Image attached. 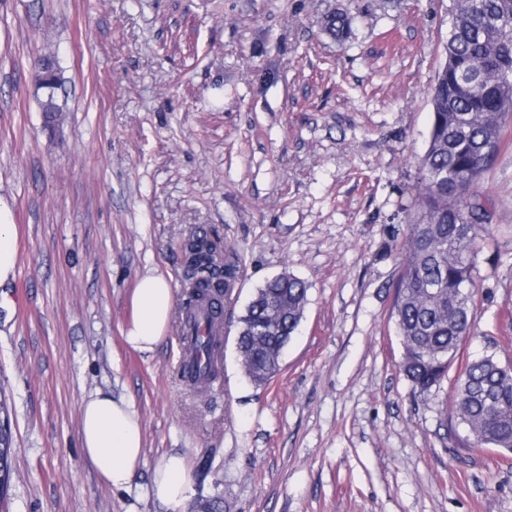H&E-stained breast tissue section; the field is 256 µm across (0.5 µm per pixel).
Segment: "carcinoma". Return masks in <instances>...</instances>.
Wrapping results in <instances>:
<instances>
[{"mask_svg":"<svg viewBox=\"0 0 512 512\" xmlns=\"http://www.w3.org/2000/svg\"><path fill=\"white\" fill-rule=\"evenodd\" d=\"M449 15L446 61L432 87L433 122L418 162L420 216L403 249L394 306L401 369L422 393L448 375L474 326L471 257L483 220L476 188L512 116V0H451ZM327 26L341 37L350 30L341 13ZM191 260L192 314L219 326L222 289L230 288L239 268L224 259L220 281L209 265ZM306 300L305 284L286 272L257 289L240 318L236 343L254 383L264 384L279 371L280 352L297 330ZM465 366L454 401L459 424L471 445L511 453L512 368L492 355Z\"/></svg>","mask_w":512,"mask_h":512,"instance_id":"carcinoma-1","label":"carcinoma"}]
</instances>
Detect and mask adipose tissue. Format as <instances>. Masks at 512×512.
I'll use <instances>...</instances> for the list:
<instances>
[{"instance_id":"obj_1","label":"adipose tissue","mask_w":512,"mask_h":512,"mask_svg":"<svg viewBox=\"0 0 512 512\" xmlns=\"http://www.w3.org/2000/svg\"><path fill=\"white\" fill-rule=\"evenodd\" d=\"M17 232L11 209L0 202V288L16 275ZM133 317L123 332L134 351L150 353L163 341L175 305L174 290L160 274L138 278L132 298ZM80 442L84 456L99 478L113 489L127 487L142 459L143 431L133 404L97 392L81 410ZM187 463L171 454L156 469L153 490L170 512H179L187 495Z\"/></svg>"}]
</instances>
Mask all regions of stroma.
<instances>
[{
    "label": "stroma",
    "mask_w": 512,
    "mask_h": 512,
    "mask_svg": "<svg viewBox=\"0 0 512 512\" xmlns=\"http://www.w3.org/2000/svg\"><path fill=\"white\" fill-rule=\"evenodd\" d=\"M449 0H0V202L18 229L0 293V397L13 432L9 512H166L171 453L187 504L224 512H512V453L474 448L454 380L415 391L392 309L419 215L430 91ZM351 19L343 42L326 15ZM52 55L64 123L36 80ZM478 195L476 319L461 355L512 366V118ZM205 231L240 274L213 390L177 373L183 241ZM308 288L280 372L249 381L236 349L257 288ZM177 306L150 354L127 349L138 278ZM129 400L142 460L115 491L80 446L96 392ZM153 490L156 498L166 505L171 512L180 509L186 499L187 463L185 457L171 454L164 458L155 470Z\"/></svg>",
    "instance_id": "stroma-1"
}]
</instances>
